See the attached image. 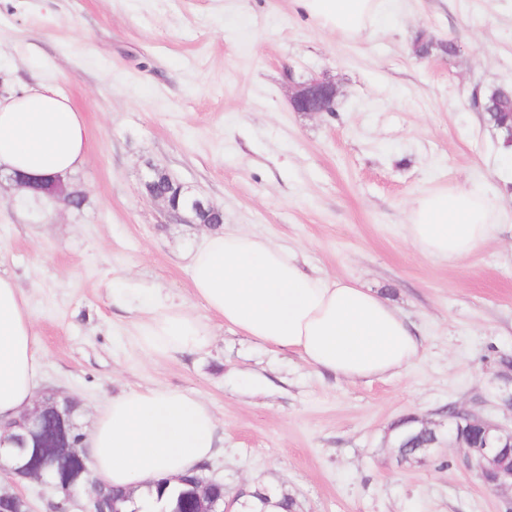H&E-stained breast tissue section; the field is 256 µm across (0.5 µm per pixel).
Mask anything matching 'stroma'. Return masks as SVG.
<instances>
[{"instance_id":"1","label":"stroma","mask_w":512,"mask_h":512,"mask_svg":"<svg viewBox=\"0 0 512 512\" xmlns=\"http://www.w3.org/2000/svg\"><path fill=\"white\" fill-rule=\"evenodd\" d=\"M385 19L344 36L292 0H0V90L49 86L81 113L90 150L69 181L82 209L23 201L0 176V272L35 315L41 390L91 410L166 387L209 401L224 440L205 473L226 496L292 494L299 512H512L444 444L398 464L391 427L449 408L512 429V172L471 105L512 83V0H385ZM435 45L411 53L419 33ZM459 46L450 57L441 43ZM333 111H295L312 77ZM166 168L246 230L309 269L359 279L401 310L422 351L405 371L350 382L227 328L191 290L204 226L140 192ZM480 186L502 227L448 266L403 237L413 200ZM116 288H149L208 323L194 356L148 358L140 316ZM33 512H81L84 495L20 482Z\"/></svg>"}]
</instances>
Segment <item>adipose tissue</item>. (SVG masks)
Listing matches in <instances>:
<instances>
[{
  "instance_id": "adipose-tissue-1",
  "label": "adipose tissue",
  "mask_w": 512,
  "mask_h": 512,
  "mask_svg": "<svg viewBox=\"0 0 512 512\" xmlns=\"http://www.w3.org/2000/svg\"><path fill=\"white\" fill-rule=\"evenodd\" d=\"M307 17L350 35L365 32L382 0H293ZM89 150L80 112L48 88L0 95V174L35 180L67 176ZM496 215L476 187H442L412 203L406 240L435 263L454 264L493 237ZM194 295L230 329L297 352L316 369L347 380L396 374L421 349L400 311L355 279L306 270L297 252L241 231H213L189 256ZM142 313L148 357L196 353L207 323L160 292L112 291ZM28 299L0 275V423L32 408L42 358ZM218 420L200 396L156 387L132 389L98 409L84 439L92 477L108 486L146 488L199 472L217 451Z\"/></svg>"
}]
</instances>
